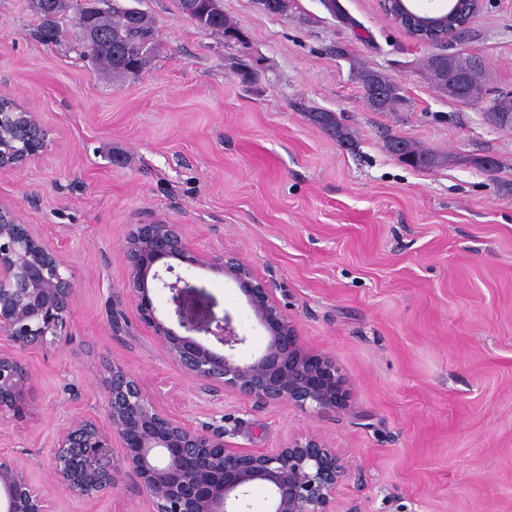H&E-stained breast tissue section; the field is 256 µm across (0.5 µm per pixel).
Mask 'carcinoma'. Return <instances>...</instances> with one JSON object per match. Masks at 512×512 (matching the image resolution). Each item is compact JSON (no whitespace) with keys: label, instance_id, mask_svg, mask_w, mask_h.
Listing matches in <instances>:
<instances>
[{"label":"carcinoma","instance_id":"1","mask_svg":"<svg viewBox=\"0 0 512 512\" xmlns=\"http://www.w3.org/2000/svg\"><path fill=\"white\" fill-rule=\"evenodd\" d=\"M34 9L40 17V30L43 35L50 40L60 37L62 35L60 20L57 19L53 22L48 20V16L55 13L54 0H34ZM196 25L221 34L236 29V25L224 14L212 15L209 13L204 17L200 16ZM97 27L102 32V38L87 48V58L100 65L107 74L113 77H137L138 72L130 69L131 47L138 39L154 35L149 17L142 11L135 15L132 14L128 10V6L124 4V0H112V9L98 15ZM448 80L460 89V96L466 100L479 93L478 70L471 63L456 60L455 69L448 74ZM361 83L367 102L375 111L390 112L402 101L398 94H393L383 100H378L371 95L372 87L375 85L387 87L393 85V80L379 71L364 70L361 74ZM309 116L312 122L336 137V140L342 143L351 142L347 127L339 123L331 112L312 111ZM386 144L389 151L398 158L412 159L411 166L415 168L429 169L440 163L437 156L417 148L399 136L388 137Z\"/></svg>","mask_w":512,"mask_h":512}]
</instances>
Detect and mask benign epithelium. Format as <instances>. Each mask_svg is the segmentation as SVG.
I'll return each instance as SVG.
<instances>
[{
  "instance_id": "benign-epithelium-1",
  "label": "benign epithelium",
  "mask_w": 512,
  "mask_h": 512,
  "mask_svg": "<svg viewBox=\"0 0 512 512\" xmlns=\"http://www.w3.org/2000/svg\"><path fill=\"white\" fill-rule=\"evenodd\" d=\"M384 13L424 44L456 43L460 23H470L485 0H448L446 10L423 14L411 0H379ZM66 11L87 18L84 45L95 42L94 20L112 0H58ZM47 131L38 113L0 112V171L19 170L45 149ZM127 278L112 299V328L123 318L121 299L135 305L155 340L204 390L232 389L261 404H288L317 413L347 406L349 389L335 362L305 347L295 326L250 267L222 253L195 249L179 224H137L125 240ZM207 268L231 279L267 333L264 348L251 360L235 358L246 337L232 316L217 314L204 287L176 271L170 261ZM164 271H159L158 263ZM154 288L169 293L170 316L180 334L156 316ZM74 284L61 251L45 244L12 206L0 202V336L20 348L43 346L67 329ZM30 372L0 352V412L24 414ZM105 419L78 413L53 443L45 484L34 486L18 459L0 454V512H49L55 493L85 501L112 496L114 470L98 463L117 441L118 469L133 476L152 512H244L254 485L264 488L267 512H338L336 488L349 470L343 455L314 436L282 448H234L224 426L197 427L163 411L138 376L112 368L105 386Z\"/></svg>"
}]
</instances>
